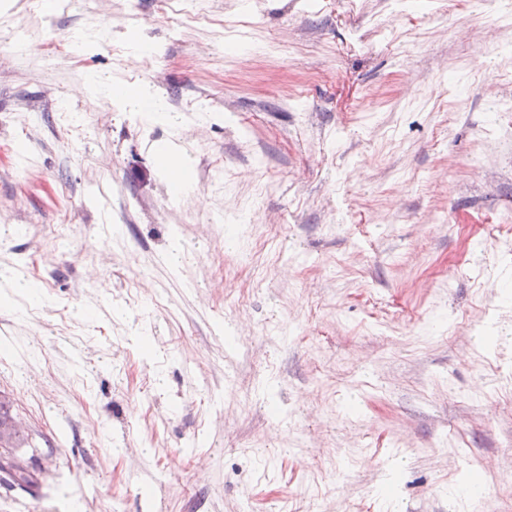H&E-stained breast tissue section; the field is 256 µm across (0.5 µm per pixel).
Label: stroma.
Returning <instances> with one entry per match:
<instances>
[{"label": "stroma", "mask_w": 512, "mask_h": 512, "mask_svg": "<svg viewBox=\"0 0 512 512\" xmlns=\"http://www.w3.org/2000/svg\"><path fill=\"white\" fill-rule=\"evenodd\" d=\"M204 4L0 0V512H512V0Z\"/></svg>", "instance_id": "stroma-1"}]
</instances>
